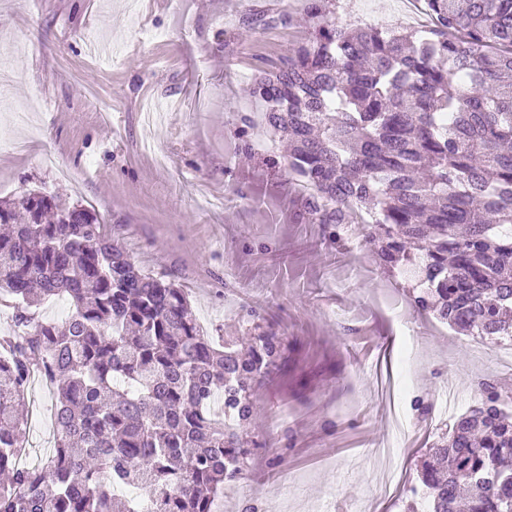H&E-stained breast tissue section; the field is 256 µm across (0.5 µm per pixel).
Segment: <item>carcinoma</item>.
<instances>
[{"instance_id":"carcinoma-1","label":"carcinoma","mask_w":512,"mask_h":512,"mask_svg":"<svg viewBox=\"0 0 512 512\" xmlns=\"http://www.w3.org/2000/svg\"><path fill=\"white\" fill-rule=\"evenodd\" d=\"M304 41L249 85L288 141L270 167L306 189L307 224H365L415 307L466 336L512 341V0H426L424 30L353 28L338 0H301ZM254 117L236 118L249 150ZM0 512H214L248 465L256 393L288 357L273 324L215 344L184 289L140 267L87 208L0 200ZM70 301L63 321L39 306ZM53 387L56 446L24 467L31 374ZM485 400L428 448V512H512V394ZM224 410L220 419L214 405ZM145 488L147 497L116 491Z\"/></svg>"}]
</instances>
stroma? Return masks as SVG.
Masks as SVG:
<instances>
[{
	"mask_svg": "<svg viewBox=\"0 0 512 512\" xmlns=\"http://www.w3.org/2000/svg\"><path fill=\"white\" fill-rule=\"evenodd\" d=\"M300 0H0V198L32 189L94 212L146 270L171 273L215 342L247 334L253 307L293 345L256 395L248 467L215 512H427L417 464L486 379L512 385L497 346L411 307L345 225L302 224L272 178L256 128L236 151L233 120L257 109L260 63L301 37ZM292 16L242 39L244 17ZM352 25L416 28L426 4L340 0ZM107 44L110 57L89 52ZM235 168L250 187L233 190ZM26 447L55 448L53 394L32 381Z\"/></svg>",
	"mask_w": 512,
	"mask_h": 512,
	"instance_id": "1",
	"label": "stroma"
}]
</instances>
